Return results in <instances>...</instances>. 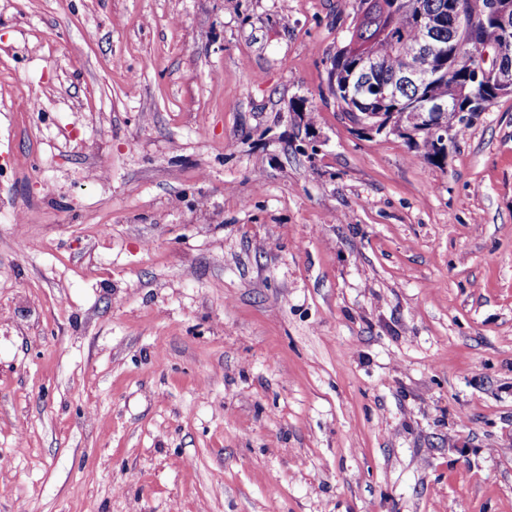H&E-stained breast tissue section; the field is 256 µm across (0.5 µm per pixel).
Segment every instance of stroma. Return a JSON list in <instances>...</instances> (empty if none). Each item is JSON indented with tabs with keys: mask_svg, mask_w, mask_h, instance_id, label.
Masks as SVG:
<instances>
[{
	"mask_svg": "<svg viewBox=\"0 0 512 512\" xmlns=\"http://www.w3.org/2000/svg\"><path fill=\"white\" fill-rule=\"evenodd\" d=\"M357 9L0 0V512H512V97L351 133ZM424 126L429 128V125L424 124ZM426 128L413 127L410 134H399V136L414 144L421 156L438 166H442L446 163L448 153L439 154L434 144L429 141V131Z\"/></svg>",
	"mask_w": 512,
	"mask_h": 512,
	"instance_id": "stroma-1",
	"label": "stroma"
}]
</instances>
